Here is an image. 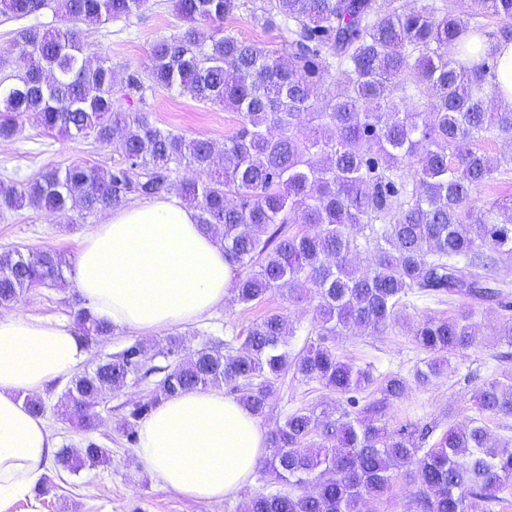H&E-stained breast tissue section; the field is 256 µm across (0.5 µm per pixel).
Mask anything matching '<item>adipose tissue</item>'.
Instances as JSON below:
<instances>
[{"instance_id": "obj_1", "label": "adipose tissue", "mask_w": 512, "mask_h": 512, "mask_svg": "<svg viewBox=\"0 0 512 512\" xmlns=\"http://www.w3.org/2000/svg\"><path fill=\"white\" fill-rule=\"evenodd\" d=\"M489 52L497 62L495 80L512 101V41L481 40L472 57ZM232 277L223 246L202 231L194 211L162 196L112 210L94 225L78 252L74 283L95 317L152 335L222 306ZM85 356L83 342L67 327L0 316V512L32 492L58 449L25 398L71 375ZM138 438V464L194 500L237 492L270 454L258 417L219 390L162 400L139 426Z\"/></svg>"}]
</instances>
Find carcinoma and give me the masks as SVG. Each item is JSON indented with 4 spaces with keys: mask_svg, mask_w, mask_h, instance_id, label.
<instances>
[{
    "mask_svg": "<svg viewBox=\"0 0 512 512\" xmlns=\"http://www.w3.org/2000/svg\"><path fill=\"white\" fill-rule=\"evenodd\" d=\"M452 2L420 0L405 10L400 0H175L190 22H221L245 8L261 27L287 32L286 63L255 43L193 28L154 43L147 77L126 74L130 93H144L149 81L239 113L240 127L220 146L162 129L146 112L117 111L116 73L85 53L78 22L126 19L147 0H0L1 15L35 16L51 5L63 21L21 33L28 62L22 72L0 75V139L33 114L48 131L92 136L122 154L108 171L73 164L0 185L1 208L93 213L131 196L175 194L224 246L238 302L273 290L290 301L305 290L317 299L318 342L297 352L287 317L273 312L237 346L209 339L189 350L177 334L154 352L136 342L74 374L58 408L87 438L79 448L58 449L55 470L77 476L111 462L112 449L88 434L96 408L130 381L160 375L155 396L118 423L135 443L137 423L162 399L224 385L245 391L244 404L259 417L273 381L290 372L347 397L353 411L300 410L272 430L261 472L288 490L254 495L247 512H361L365 501L388 494L402 468L417 486L416 512H496L512 496V439L491 441L484 422L512 415V377L482 385L468 425L438 435L428 426L393 428L388 410L408 380L384 377L377 397L361 406L355 394L375 383L372 371L325 343L355 329L385 330L411 294L461 302L454 316L410 327L430 355L414 375L427 385L450 356L474 344L475 309L512 307V294L494 278L498 264L512 262V199L469 207L501 164L512 163L484 148L512 139V107L488 108L501 96L494 57L468 63L473 46L463 42L465 34L491 36V20L499 38L512 40V0H473L467 17ZM333 72L340 78L321 99L319 80ZM181 167L198 177L173 178ZM67 268L57 250L1 251L0 307L64 279ZM77 326L85 343L115 330L85 308ZM493 336L512 347V318L502 317ZM155 355L174 362L154 365Z\"/></svg>",
    "mask_w": 512,
    "mask_h": 512,
    "instance_id": "obj_1",
    "label": "carcinoma"
}]
</instances>
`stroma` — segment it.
<instances>
[{
	"instance_id": "obj_1",
	"label": "stroma",
	"mask_w": 512,
	"mask_h": 512,
	"mask_svg": "<svg viewBox=\"0 0 512 512\" xmlns=\"http://www.w3.org/2000/svg\"><path fill=\"white\" fill-rule=\"evenodd\" d=\"M47 28L60 26L61 20L52 9H43L35 19ZM31 18L15 19L0 15V50H9V66L20 69L22 30L31 25ZM189 25L174 8V0H149L137 15L121 20H106L81 25V36L91 52L106 59L118 72L137 70L147 72L151 44L162 35L181 34ZM222 34L258 43L273 56L283 54L284 35L278 30H266L256 25L248 13L241 12L224 20ZM113 97L120 108L130 112L149 113L161 128L189 138L205 137L223 142L240 125L238 113L226 111L223 105L203 104L191 94L161 87L147 91L144 98L126 95L114 89ZM121 160L115 145H106L90 137L70 138L46 132L28 115L19 121L14 136L0 140V180L26 181L49 167L64 168L74 163L111 169ZM105 218L104 212L86 214L72 211L61 216L45 210H1L0 251L10 248L23 250L56 249L75 259L83 236ZM77 290L72 278L52 282L20 297L8 308L33 318L74 326L78 310L74 303ZM313 298L293 304L281 293L270 292L262 301L248 305L226 300L223 307L198 323L178 326L187 347L202 341L223 339L231 333L246 334L247 330L272 311L285 314L294 327L289 342L301 349L316 341L313 327ZM454 310L428 300H407L403 314L406 324L390 326L380 334H342L327 337L344 361L358 367L371 368L376 378L389 374L411 376L426 359L418 348L407 325L425 317L453 315ZM501 311L487 308L478 311L473 322L477 342L474 347L456 354L440 378L425 387H416L389 410L390 423L398 427L406 423L432 425L443 430L448 425L468 423L475 415L472 396L484 380L512 374V357L504 358V346L495 340L492 327ZM154 384L150 381L129 382L113 393L110 401L99 410V424L94 439L112 451V462L80 475L56 474L47 470L45 491L13 501L7 512H245L255 494L273 491L268 477L255 475L252 482L221 501H192L164 487L137 462L134 445L114 430L116 420L132 404L152 397ZM340 397L316 381H304L293 375L280 377L274 384L261 424L274 429L289 413L298 410L321 409Z\"/></svg>"
}]
</instances>
